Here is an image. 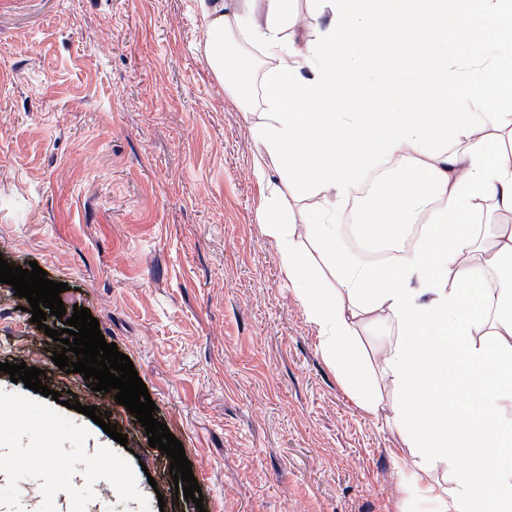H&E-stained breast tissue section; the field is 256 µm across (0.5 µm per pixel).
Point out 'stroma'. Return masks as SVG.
Returning <instances> with one entry per match:
<instances>
[{
    "mask_svg": "<svg viewBox=\"0 0 512 512\" xmlns=\"http://www.w3.org/2000/svg\"><path fill=\"white\" fill-rule=\"evenodd\" d=\"M197 0H0V258L37 262L132 361L181 441L206 512H411L414 457L388 410L360 407L326 358L277 240L259 222L257 114L211 71ZM26 298L0 283V364L56 380L60 400L0 371V512H72L105 452L120 493L91 512H197L125 406L109 437L63 345L29 349ZM382 402L398 330L357 329Z\"/></svg>",
    "mask_w": 512,
    "mask_h": 512,
    "instance_id": "35a3bbf8",
    "label": "stroma"
}]
</instances>
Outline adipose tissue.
<instances>
[{"mask_svg": "<svg viewBox=\"0 0 512 512\" xmlns=\"http://www.w3.org/2000/svg\"><path fill=\"white\" fill-rule=\"evenodd\" d=\"M198 5L207 23L204 50L210 67L244 105L254 101L253 76L280 62L299 67L304 78H313V71L304 65L306 51L295 43L296 24L288 0H198ZM256 46L261 49L257 55L252 52ZM480 139V133H473L437 158L405 144L394 151V159L404 161L410 175L391 179L382 191L365 199L359 227L368 249L376 252L402 242L411 224L422 215L445 207L455 184L471 168L464 147ZM269 157L264 150L254 161L264 199L259 221L278 239L281 267L289 280L299 283L304 311L317 326L327 357L359 401L370 411H377L381 401L368 379V364L356 340L355 327L364 313L351 305L346 287L337 288L335 298H328L322 288L321 270L306 264L298 244L306 230L296 224L284 181L269 175ZM478 267L484 271L494 302L485 329L499 332L512 345V227L497 230L491 240L481 239L464 248L449 269L455 273ZM407 484L416 512H456L451 497L440 486L424 481L420 471H411Z\"/></svg>", "mask_w": 512, "mask_h": 512, "instance_id": "1", "label": "adipose tissue"}]
</instances>
